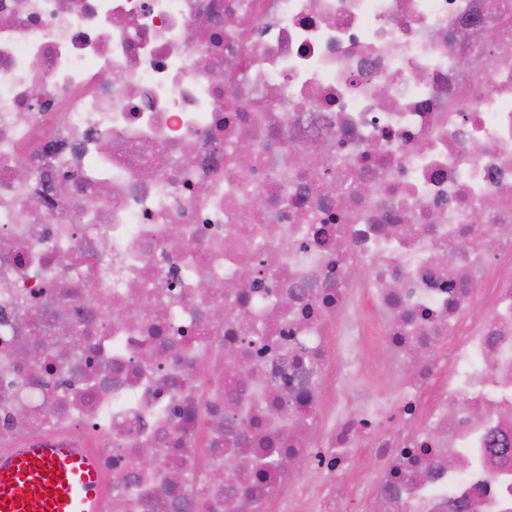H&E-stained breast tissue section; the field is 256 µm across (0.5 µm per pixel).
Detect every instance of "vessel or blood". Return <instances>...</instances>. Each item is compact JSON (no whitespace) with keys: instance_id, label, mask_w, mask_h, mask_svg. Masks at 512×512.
<instances>
[{"instance_id":"1","label":"vessel or blood","mask_w":512,"mask_h":512,"mask_svg":"<svg viewBox=\"0 0 512 512\" xmlns=\"http://www.w3.org/2000/svg\"><path fill=\"white\" fill-rule=\"evenodd\" d=\"M100 456L50 440L0 450V512H101Z\"/></svg>"}]
</instances>
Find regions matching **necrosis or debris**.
Wrapping results in <instances>:
<instances>
[{
    "instance_id": "necrosis-or-debris-1",
    "label": "necrosis or debris",
    "mask_w": 512,
    "mask_h": 512,
    "mask_svg": "<svg viewBox=\"0 0 512 512\" xmlns=\"http://www.w3.org/2000/svg\"><path fill=\"white\" fill-rule=\"evenodd\" d=\"M56 434L102 512H512V0H0V449Z\"/></svg>"
}]
</instances>
